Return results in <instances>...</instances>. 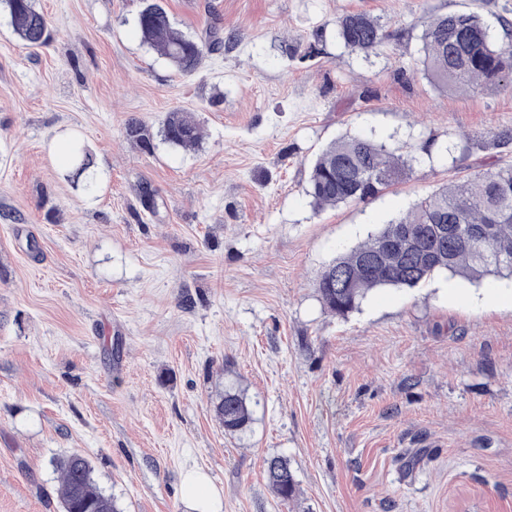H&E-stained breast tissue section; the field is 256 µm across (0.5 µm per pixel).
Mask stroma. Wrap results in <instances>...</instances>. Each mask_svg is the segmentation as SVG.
Instances as JSON below:
<instances>
[{"mask_svg":"<svg viewBox=\"0 0 512 512\" xmlns=\"http://www.w3.org/2000/svg\"><path fill=\"white\" fill-rule=\"evenodd\" d=\"M223 52L179 73L143 45L142 0H37L33 51L0 14V512H62L54 460L84 454L123 512H512V280L445 272L379 288L346 317L313 286L340 254L439 186L512 164V86L436 88L419 63L433 12H476L504 36L512 0H158ZM393 38L367 56L348 12ZM203 137L175 148L168 112ZM148 143L129 139L130 119ZM358 133L407 146L408 178L315 210L311 162ZM78 138L95 198L55 147ZM150 186L155 210L141 202ZM237 382L251 430L213 400ZM290 460L297 497L269 489ZM336 36L348 49L374 53L391 37L380 18L362 12H349L336 20ZM162 134L166 142L181 148L193 147L201 138L200 127L193 114L182 110H174L166 115L162 122ZM214 412L224 432L239 435L248 431L254 422V411L245 390L224 385L217 391L213 402ZM267 484L280 501L287 502L297 496V480L288 458L270 456L265 460ZM182 491L184 496L200 505L204 511L210 512L208 508L213 502V494L207 478L196 472H188L182 479Z\"/></svg>","mask_w":512,"mask_h":512,"instance_id":"stroma-1","label":"stroma"}]
</instances>
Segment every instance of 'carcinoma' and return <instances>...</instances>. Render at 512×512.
Listing matches in <instances>:
<instances>
[{"label":"carcinoma","mask_w":512,"mask_h":512,"mask_svg":"<svg viewBox=\"0 0 512 512\" xmlns=\"http://www.w3.org/2000/svg\"><path fill=\"white\" fill-rule=\"evenodd\" d=\"M12 34L29 48L46 44L49 24L36 0H0ZM143 44L156 50L183 73H192L207 54L224 48L215 28L193 36L175 27L156 0H144L137 17ZM336 36L347 48L370 54L391 37L377 17L349 12L336 20ZM419 62L438 87L478 91L512 75V44L497 41L490 26L473 12L434 13L422 35ZM164 140L195 146L201 132L190 112L174 110L162 122ZM69 177L88 197L95 196L101 173L86 144H70ZM411 170L400 147L345 134L312 162L307 194L318 208L365 202L378 197ZM491 226L490 236L474 239L472 229ZM403 233V242L387 247L386 239ZM446 271L469 280L488 275L512 277V165L479 171L442 186L420 200L406 215L382 225L367 241L325 266L315 280L323 305L344 317L376 288H416ZM214 412L224 433L239 435L254 422L245 390L228 385L217 391ZM63 512H122L114 496L101 490L90 461L79 453L56 462ZM265 478L275 496L288 502L297 496V480L288 458L265 460Z\"/></svg>","instance_id":"carcinoma-1"}]
</instances>
